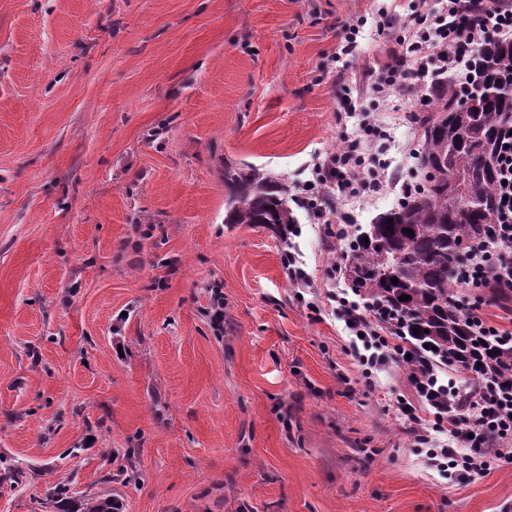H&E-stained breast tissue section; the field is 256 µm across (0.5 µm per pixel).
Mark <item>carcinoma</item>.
Returning <instances> with one entry per match:
<instances>
[{"label": "carcinoma", "mask_w": 512, "mask_h": 512, "mask_svg": "<svg viewBox=\"0 0 512 512\" xmlns=\"http://www.w3.org/2000/svg\"><path fill=\"white\" fill-rule=\"evenodd\" d=\"M478 61L481 80L473 93L461 97L447 81L432 89L431 113L410 116L420 131L417 190L358 228L339 253L354 292L399 319L407 335L436 348L464 393L487 384L512 390V348L472 333L466 300L456 291L467 258L494 240L495 155L499 134L512 121V41H489ZM224 186V223L257 225L276 234L298 223L288 204V184L263 170L226 162ZM403 295L407 299L399 300ZM0 484L22 491L26 471L0 457ZM40 506L51 512L122 508L108 493L77 497L64 483L48 489Z\"/></svg>", "instance_id": "cac0c4a2"}]
</instances>
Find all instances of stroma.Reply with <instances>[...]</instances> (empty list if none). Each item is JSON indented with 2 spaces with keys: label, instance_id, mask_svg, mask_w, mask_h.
I'll list each match as a JSON object with an SVG mask.
<instances>
[{
  "label": "stroma",
  "instance_id": "35a3bbf8",
  "mask_svg": "<svg viewBox=\"0 0 512 512\" xmlns=\"http://www.w3.org/2000/svg\"><path fill=\"white\" fill-rule=\"evenodd\" d=\"M385 2L0 0V454L30 480L0 512L59 482L123 512H512V462L460 481L415 454L405 368L364 387L314 208L285 241L224 221L225 161L297 195L356 129L342 92L412 179L413 126L373 87ZM130 448L136 479L105 482Z\"/></svg>",
  "mask_w": 512,
  "mask_h": 512
}]
</instances>
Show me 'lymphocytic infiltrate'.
Instances as JSON below:
<instances>
[{
  "instance_id": "f902f5d3",
  "label": "lymphocytic infiltrate",
  "mask_w": 512,
  "mask_h": 512,
  "mask_svg": "<svg viewBox=\"0 0 512 512\" xmlns=\"http://www.w3.org/2000/svg\"><path fill=\"white\" fill-rule=\"evenodd\" d=\"M469 2L447 0L441 10L431 0H422L413 11L382 8V25L398 31L402 50L378 72L377 92L386 98H415L448 74L460 88L478 83L475 51L488 39L512 35V0H477L475 11L469 10ZM386 136L379 118L363 116L356 134L346 137L339 151L317 159L316 179L306 184V191L335 184L343 199L362 203L395 188L411 194V183L388 179L386 164L373 148ZM496 167L500 202L495 240L471 256L460 277L466 288L512 291V134L501 135ZM330 298L340 320L348 324L350 354L366 387H373L376 372L384 367L408 365L413 396L397 398L396 408L407 417L413 445L426 466L471 480L493 462L512 460V391L486 387L463 399L442 358L400 335L395 320L340 293Z\"/></svg>"
}]
</instances>
